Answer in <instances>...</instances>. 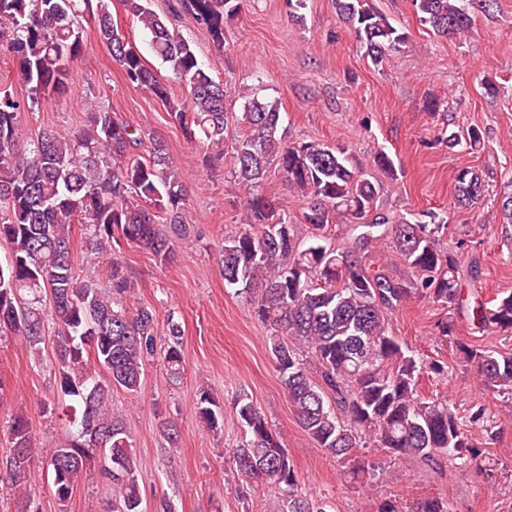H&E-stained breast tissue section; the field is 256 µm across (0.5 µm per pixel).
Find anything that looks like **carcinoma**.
<instances>
[{
	"label": "carcinoma",
	"instance_id": "carcinoma-1",
	"mask_svg": "<svg viewBox=\"0 0 512 512\" xmlns=\"http://www.w3.org/2000/svg\"><path fill=\"white\" fill-rule=\"evenodd\" d=\"M121 2L146 33L153 56L184 84L185 95H174L121 33L112 19V0H0V56L16 61L27 88L24 98L0 91V243L9 248V260L0 263V339L17 336L38 354L46 325L57 326V395L66 402L69 431L46 450L44 463L58 505L66 506L87 466L102 457L118 496L114 512H143L133 443L122 415L112 410V387L140 388L145 359L156 349L155 316L146 307L128 306L134 286L107 248L117 235L168 263L174 239L188 233L182 216L185 183L167 142L146 138L115 109L90 106L84 128L67 137L49 131L26 138L20 125L29 105L65 90L72 80L74 63L89 49L80 23L87 16L97 43L108 49L125 81L160 101L187 143L208 150L203 162L225 156L224 84L149 0ZM487 2L412 0L420 24L441 37L469 32L472 13L486 9ZM335 3L373 65L408 41V32L371 0ZM242 7L243 0H175L172 10L191 16L221 50L226 24ZM240 121L246 130L232 146L229 166L244 191V227L224 239L218 264L226 285L270 328L268 350L301 427L348 465L358 482L369 481L371 472L353 456L356 448L483 467L482 448L497 440L495 415L476 403L463 424L448 402L424 396L422 375L440 376L445 367L438 360L424 363L389 327L390 316L408 300L431 299L448 309V317L434 324L435 338L473 368L485 389L512 399V354L456 336L451 314L462 306L461 264L439 247L446 221L435 212L398 219L376 212L382 180L357 175L339 144L288 141L273 101L243 95ZM483 139L481 129L471 127L449 137L448 146L463 140L475 149ZM272 165L288 189L307 200L298 222L262 190ZM374 166L391 180L397 176L384 151ZM453 180L454 204L472 207L485 197L482 170L459 168ZM339 216L349 236L347 245L335 247L326 232ZM75 224L84 226L87 249L107 269L103 288L94 273L75 275ZM379 244L403 262L405 272L394 274L375 263L372 252ZM472 319L478 330L511 334L512 291L476 301ZM182 335L180 322L169 318L162 362L174 381L185 371ZM195 414L213 431L224 425V412L206 390ZM236 414L245 436L225 453L246 489L261 481L287 497V512H326L325 504L301 493L280 435L249 397H239ZM8 442L12 449L32 444L27 414L10 416ZM30 464L20 465L11 453L0 461L22 491L20 512L31 503ZM412 512L450 508L432 497Z\"/></svg>",
	"mask_w": 512,
	"mask_h": 512
}]
</instances>
